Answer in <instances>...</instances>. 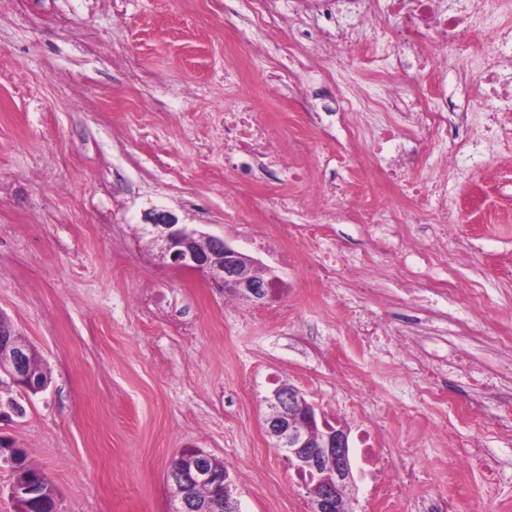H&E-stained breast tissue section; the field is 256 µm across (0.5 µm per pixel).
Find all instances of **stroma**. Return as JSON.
<instances>
[{"mask_svg": "<svg viewBox=\"0 0 512 512\" xmlns=\"http://www.w3.org/2000/svg\"><path fill=\"white\" fill-rule=\"evenodd\" d=\"M246 0H0V314L50 373L36 395L0 388V438L56 492L58 512H171L170 463L200 449L228 466L240 512H308V487L263 427L264 399L299 388L318 411L357 391L417 480L387 502L354 467L351 512H512V133L464 157L448 209L466 250L452 267L402 262L428 224H400L383 247L340 204L328 231L370 284L314 276L298 226L304 186L224 176V107L280 66L287 29L256 28ZM390 27L369 31L340 88L377 94L361 65H393ZM248 57L229 69L226 50ZM299 198L280 223L264 208ZM223 238L270 269L280 296L250 306L199 272L171 267L142 232L150 209ZM386 325L390 344L355 348L349 308ZM460 350L497 379L484 422L467 378L425 384L429 355ZM486 464L461 468L467 444Z\"/></svg>", "mask_w": 512, "mask_h": 512, "instance_id": "obj_1", "label": "stroma"}]
</instances>
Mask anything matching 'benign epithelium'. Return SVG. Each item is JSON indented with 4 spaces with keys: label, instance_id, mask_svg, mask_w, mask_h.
<instances>
[{
    "label": "benign epithelium",
    "instance_id": "benign-epithelium-1",
    "mask_svg": "<svg viewBox=\"0 0 512 512\" xmlns=\"http://www.w3.org/2000/svg\"><path fill=\"white\" fill-rule=\"evenodd\" d=\"M143 230L158 245L160 256L178 269L204 272L218 279L224 289L243 301L257 306L267 293L259 277L246 275L253 260L224 240L209 236L178 223V218L163 210L145 214ZM29 348L0 315V385L3 378L26 394L43 391L37 375L32 373ZM268 415L266 433L273 445L288 453V460L299 467H313L324 473V484L311 490L309 512H349L346 488L353 483L348 433L344 429L324 438L315 434L297 411L307 407L303 393L295 386L278 388L264 399ZM0 462L14 471L9 493L13 500H36L42 491L35 475L18 466L12 455L0 451ZM177 506L174 512H207L197 499L200 486L210 483L213 471L205 454H196L188 470L171 474Z\"/></svg>",
    "mask_w": 512,
    "mask_h": 512
}]
</instances>
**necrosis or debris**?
<instances>
[{"label":"necrosis or debris","instance_id":"1","mask_svg":"<svg viewBox=\"0 0 512 512\" xmlns=\"http://www.w3.org/2000/svg\"><path fill=\"white\" fill-rule=\"evenodd\" d=\"M290 14L298 22L280 50L288 61V70L304 69L316 54L335 57L344 64L345 52L359 44L370 28L397 22L395 41L401 46L385 90L372 99L370 109L386 115L381 124H372L354 103L359 92L344 97L342 118L353 135L370 133L375 148L389 152L394 162L387 173L398 184L401 200L392 215L396 224H435L439 233L428 244L408 249L416 265L429 269L447 264L454 255L448 250L455 219L442 196L441 180L423 185L405 181L407 168L417 165L428 153L433 141L447 140L448 158L457 161L464 154H480L501 131L499 113L492 111L487 122L472 133L450 132L451 108L447 95L432 81L438 72H455L466 85H477L483 101H498L503 110L512 112V29H498L491 41L477 45L472 35L481 30L486 20L507 11L512 0H289ZM480 57L479 73H472L468 61ZM424 84L432 100L429 107L414 109L405 123L394 119L400 110L402 93L408 85ZM502 110V111H503ZM272 121L269 113L259 111L255 95L237 94L224 112V174L245 179L263 172L267 183L274 184L280 174H288L297 183L315 182L323 204L312 219L303 224L302 235L308 242L322 244L315 274L325 283L335 282L347 270L340 246L326 243V226L337 199L329 187L333 179L316 151L306 139L296 146L303 162L286 165L271 140ZM362 461L376 482L391 492H402L413 478L404 460L385 453L377 428L365 424L360 428Z\"/></svg>","mask_w":512,"mask_h":512}]
</instances>
